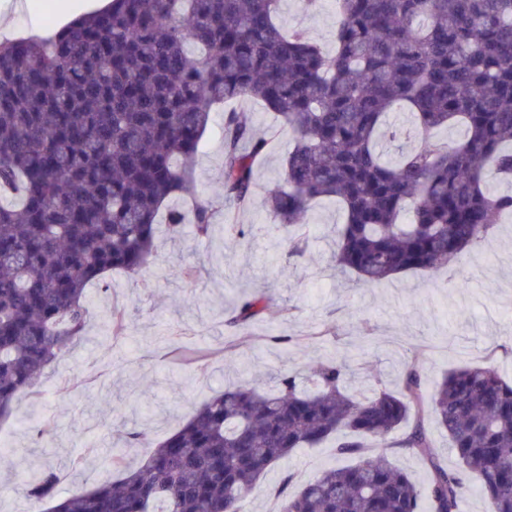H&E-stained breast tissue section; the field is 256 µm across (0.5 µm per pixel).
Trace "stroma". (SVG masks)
Listing matches in <instances>:
<instances>
[{
  "label": "stroma",
  "instance_id": "1",
  "mask_svg": "<svg viewBox=\"0 0 512 512\" xmlns=\"http://www.w3.org/2000/svg\"><path fill=\"white\" fill-rule=\"evenodd\" d=\"M58 2L26 0L24 8L0 9V28L10 38L52 36L60 27ZM278 20L333 52L335 0H321L309 12L297 0H281ZM238 106L270 140L255 172L253 202L238 217L252 233L225 236L220 215L207 238L187 224L173 240L162 226L161 254L140 275L115 272L89 287L83 340L44 371L39 394L20 397L0 421V449L12 460L11 469L0 471V512H32L25 489L47 467L60 472L66 489L116 479L117 433L141 427L151 442L163 441L224 387L268 391L280 373L318 361L344 360L353 394L381 385L397 389L413 360L430 382L475 363L512 381V215L465 255L462 288L421 272L377 285L339 272L332 247L344 214L331 201L316 202L307 216L305 255L289 256L287 232L275 227L265 199L280 181L292 135L259 103L246 99ZM223 118L214 113L197 160V190L213 200L223 181ZM258 290L271 291L274 308L247 326H225L238 297ZM115 305L127 313L129 336L112 335ZM175 347L212 356L182 363L170 354ZM345 463L331 440L295 449L246 495L242 510L273 512L281 486L299 490Z\"/></svg>",
  "mask_w": 512,
  "mask_h": 512
}]
</instances>
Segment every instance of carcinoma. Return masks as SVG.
<instances>
[{"instance_id": "cac0c4a2", "label": "carcinoma", "mask_w": 512, "mask_h": 512, "mask_svg": "<svg viewBox=\"0 0 512 512\" xmlns=\"http://www.w3.org/2000/svg\"><path fill=\"white\" fill-rule=\"evenodd\" d=\"M279 2L112 0L49 40L0 41V420L83 336L89 285L156 258L161 212L174 238L184 224L210 236L215 205L197 195L194 166L218 104L257 100L291 130L267 208L300 229L315 200H337L336 269L366 284L453 270L512 214V190L485 184L490 169L512 178V0H336L331 54L285 30ZM396 105L412 128L388 120ZM453 124L462 139L434 138ZM412 133L419 145L384 158L383 144ZM223 134L219 197L241 211L269 142L240 110L224 112ZM176 198L185 207H170ZM251 229L224 215L225 235ZM272 306L267 291L247 294L225 324ZM348 371L331 359L311 369L309 389L292 373L270 392L227 388L132 469L126 457L147 434L125 431L117 481L63 493L45 470L27 488L33 510L240 512L276 462L338 436L350 463L295 493L283 483L280 512H421L424 498L429 512H458L471 480L491 512H512L511 382L466 365L429 393L411 363L397 390L357 396ZM428 414L457 468L434 452ZM403 424L424 488L385 452Z\"/></svg>"}]
</instances>
